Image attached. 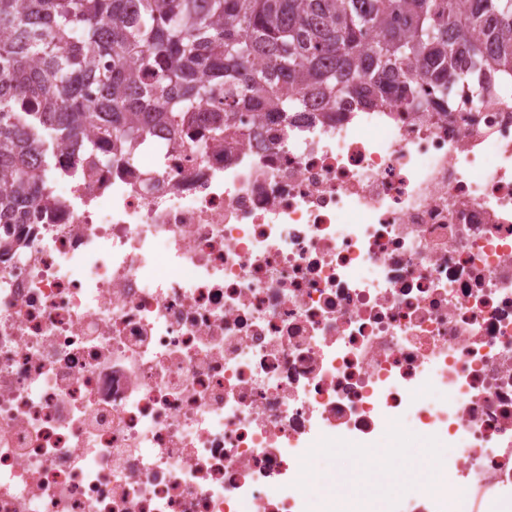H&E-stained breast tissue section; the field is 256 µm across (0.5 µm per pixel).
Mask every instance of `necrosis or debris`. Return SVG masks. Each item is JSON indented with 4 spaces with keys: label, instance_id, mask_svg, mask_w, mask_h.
Wrapping results in <instances>:
<instances>
[{
    "label": "necrosis or debris",
    "instance_id": "necrosis-or-debris-1",
    "mask_svg": "<svg viewBox=\"0 0 512 512\" xmlns=\"http://www.w3.org/2000/svg\"><path fill=\"white\" fill-rule=\"evenodd\" d=\"M156 130L0 251V512H512V89Z\"/></svg>",
    "mask_w": 512,
    "mask_h": 512
}]
</instances>
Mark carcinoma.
Listing matches in <instances>:
<instances>
[{
	"label": "carcinoma",
	"instance_id": "carcinoma-1",
	"mask_svg": "<svg viewBox=\"0 0 512 512\" xmlns=\"http://www.w3.org/2000/svg\"><path fill=\"white\" fill-rule=\"evenodd\" d=\"M0 33V211L87 173L56 166L60 144L110 163L104 145L187 131L221 93L208 133L226 141L239 109L286 123L315 97L407 98L418 76L475 100L512 80V0H0Z\"/></svg>",
	"mask_w": 512,
	"mask_h": 512
}]
</instances>
